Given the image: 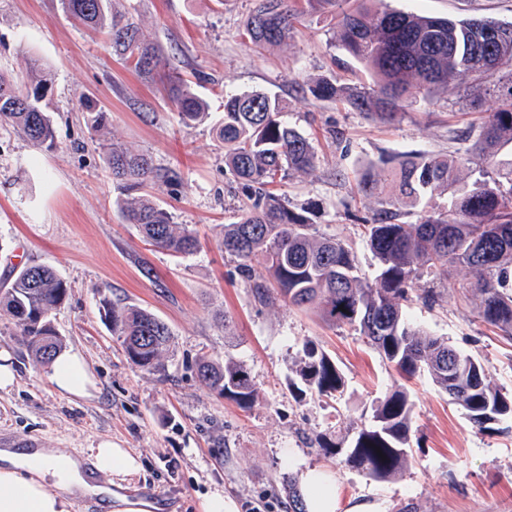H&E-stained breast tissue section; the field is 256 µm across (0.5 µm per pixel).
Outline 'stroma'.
<instances>
[{
    "label": "stroma",
    "instance_id": "obj_1",
    "mask_svg": "<svg viewBox=\"0 0 512 512\" xmlns=\"http://www.w3.org/2000/svg\"><path fill=\"white\" fill-rule=\"evenodd\" d=\"M395 9L456 18L512 22V0H387ZM256 0H110L132 16L165 61L138 74L115 57L105 37L75 25L59 0H0V73L20 89L33 77L31 59L50 74L45 99L53 146H36L0 123V288L25 266L52 267L67 285L51 320L66 350L82 354L96 378L92 397L59 393L14 325L0 320V349L17 378L0 390V436L12 445L84 453L104 438L139 455L133 494L159 512H201L209 494L233 498L240 512H290L288 481L321 467L336 476L341 507L375 512H512V418L492 433L472 428L462 406L428 374L405 379L354 327L329 326L313 312L277 298L258 301L235 258L220 247L226 224L246 205L229 193L232 177L213 127L228 92L275 95L283 117L312 143L317 167L279 186L290 209L307 211L320 233L352 245L362 277L378 261L363 234L369 201L353 188L381 161L408 154L444 156L478 113L494 110L495 90L512 62L482 86L437 92L396 120L315 99L308 87L326 79L363 85L366 67L340 47L336 15L344 0L308 6L278 46L255 51L245 26ZM177 74L208 106L206 119L185 124L172 104L167 74ZM104 112L100 127L91 110ZM148 154L171 181L151 179L139 195L194 229L199 249L174 257L144 241L122 213L128 197L112 181L106 144ZM475 275L458 265L431 287L438 304L413 302L411 323L477 358L493 383L512 392V338L482 321ZM133 304L168 324L165 369L134 367L100 304ZM339 369L344 389L320 395L297 370L305 344ZM242 363L259 392L248 408L212 392L199 378L201 356ZM405 389L412 403L409 464L377 481L345 463L357 433L371 425L379 401Z\"/></svg>",
    "mask_w": 512,
    "mask_h": 512
}]
</instances>
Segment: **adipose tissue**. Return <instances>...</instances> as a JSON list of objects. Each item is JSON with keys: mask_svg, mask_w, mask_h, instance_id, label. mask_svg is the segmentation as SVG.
Listing matches in <instances>:
<instances>
[{"mask_svg": "<svg viewBox=\"0 0 512 512\" xmlns=\"http://www.w3.org/2000/svg\"><path fill=\"white\" fill-rule=\"evenodd\" d=\"M49 382L77 398L91 397L94 375L85 359L60 351L49 365ZM141 468L138 456L112 440H101L88 455L64 448L0 450V512H69L81 496H99L104 512H156V501L124 494L128 479ZM107 487L93 485V475ZM298 492L306 512H338L340 494L332 471L307 468L298 475Z\"/></svg>", "mask_w": 512, "mask_h": 512, "instance_id": "ef3b65f1", "label": "adipose tissue"}]
</instances>
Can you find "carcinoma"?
<instances>
[{
  "mask_svg": "<svg viewBox=\"0 0 512 512\" xmlns=\"http://www.w3.org/2000/svg\"><path fill=\"white\" fill-rule=\"evenodd\" d=\"M299 0H257L247 21V37L255 47L288 40L303 11ZM358 7L338 16L337 28L345 52L375 76L370 87H349L320 81L310 87L319 100L337 99L360 112L397 118L406 104L426 100L457 80L479 81L512 60V37L483 43L487 28H501L496 19L453 20L390 8L385 0H358ZM62 10L91 30H108L112 53L142 74L161 66L157 48L145 41L130 18L107 11L106 0H60ZM37 82L21 93L0 73V97L8 91L23 104L0 103V119L36 145L53 143L55 132L43 101L49 79L37 61L31 62ZM498 107L487 113L477 138L447 158L403 156L383 175L368 171L357 182V193L374 200L364 221L379 272L365 282L353 249L343 241L318 234L310 218L288 207L271 186L291 172H312L316 155L308 138L282 120L277 97L262 91L224 96V121L217 137L224 143V163L242 181L252 204L236 221L224 225V253L241 260L240 272L252 280L247 261L265 255L276 294L292 306L311 309L323 322L355 327L368 345L393 363L407 378L421 371L452 395L477 430L512 417V393L495 386L476 359L444 339L408 323L407 309L418 299L426 305L440 301L433 288L420 286L440 267L459 264L476 274L482 320L512 335V162L498 160L502 146L512 144V80L497 88ZM172 102L184 122L203 114V103L190 86L172 85ZM112 178L131 191L158 176L151 159L114 143L107 147ZM475 166L479 178L468 184L464 169ZM448 193L441 212L428 210L436 194ZM420 208L414 224L398 222L405 208ZM125 218L158 248L190 255L198 247L194 234L174 224L171 213L148 198L125 203ZM67 287L53 268L26 266L10 287L0 289V317H7L26 346L43 365L62 348L49 318L65 298ZM101 305L122 339L130 362L155 371L171 332L168 325L136 305L117 306L104 298ZM198 375L213 391L243 406L253 404L257 391L240 362L203 356ZM298 373L322 395L343 389L336 365L323 353L305 347ZM412 405L407 394L394 390L374 413L375 425L353 440L346 465L377 480L396 476L408 460Z\"/></svg>",
  "mask_w": 512,
  "mask_h": 512,
  "instance_id": "carcinoma-1",
  "label": "carcinoma"
}]
</instances>
